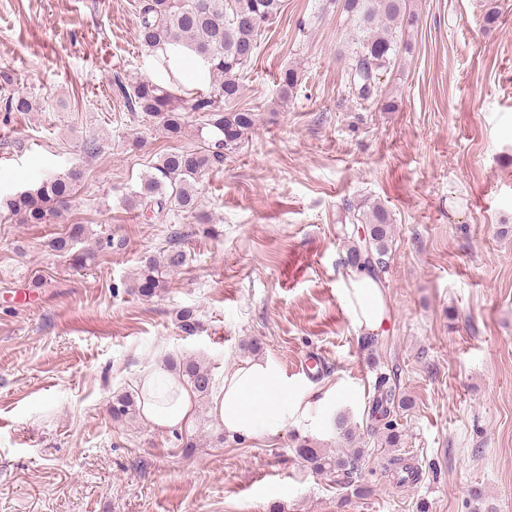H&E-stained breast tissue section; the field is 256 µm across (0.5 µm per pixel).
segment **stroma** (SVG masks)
<instances>
[{
  "label": "stroma",
  "instance_id": "1",
  "mask_svg": "<svg viewBox=\"0 0 512 512\" xmlns=\"http://www.w3.org/2000/svg\"><path fill=\"white\" fill-rule=\"evenodd\" d=\"M325 2L284 0L241 74L253 132L204 172L195 213L148 221L128 195L161 154L197 146L201 118L171 139L117 91L157 73L137 0H0V99L33 102L0 110V194L82 174L57 222L0 213V512H512V0H411L413 51L382 78L389 111L348 98L353 26ZM365 199L393 219L389 321L372 336L341 300L342 208ZM76 225L73 250L50 247ZM174 232L185 265L139 296L143 257ZM109 235L123 248L98 250ZM313 351L328 365L311 380ZM257 357L301 401L277 435L225 433L199 396L180 430L112 418L113 395L169 359L220 383ZM383 374L411 401L394 447L368 418ZM342 412L363 450L349 485L295 452L299 437L335 451ZM394 457L420 480L399 483Z\"/></svg>",
  "mask_w": 512,
  "mask_h": 512
}]
</instances>
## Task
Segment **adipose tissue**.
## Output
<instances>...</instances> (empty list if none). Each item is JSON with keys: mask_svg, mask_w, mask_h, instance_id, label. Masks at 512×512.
I'll use <instances>...</instances> for the list:
<instances>
[{"mask_svg": "<svg viewBox=\"0 0 512 512\" xmlns=\"http://www.w3.org/2000/svg\"><path fill=\"white\" fill-rule=\"evenodd\" d=\"M343 301L355 326L368 332L385 328L389 315L383 291L369 273H354ZM141 415L152 428L174 430L188 424L194 395L182 377L157 369L139 380ZM296 406L293 394L274 365L256 359L240 366L211 400L210 413L224 431L253 436L277 434L288 425Z\"/></svg>", "mask_w": 512, "mask_h": 512, "instance_id": "adipose-tissue-1", "label": "adipose tissue"}]
</instances>
